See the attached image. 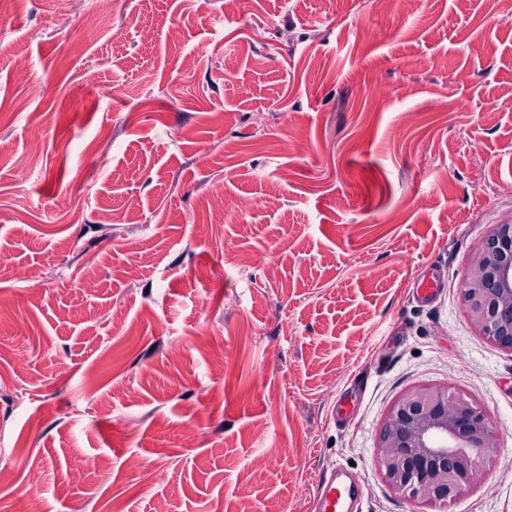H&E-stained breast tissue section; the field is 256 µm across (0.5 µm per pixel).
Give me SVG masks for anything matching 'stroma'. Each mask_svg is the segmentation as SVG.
Wrapping results in <instances>:
<instances>
[{"label":"stroma","instance_id":"35a3bbf8","mask_svg":"<svg viewBox=\"0 0 512 512\" xmlns=\"http://www.w3.org/2000/svg\"><path fill=\"white\" fill-rule=\"evenodd\" d=\"M0 140V512L31 472L42 512H311L334 468L358 512H512L462 296L512 217V0H18ZM422 384L497 438L445 505L376 463Z\"/></svg>","mask_w":512,"mask_h":512}]
</instances>
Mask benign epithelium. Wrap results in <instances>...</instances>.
Here are the masks:
<instances>
[{"label": "benign epithelium", "mask_w": 512, "mask_h": 512, "mask_svg": "<svg viewBox=\"0 0 512 512\" xmlns=\"http://www.w3.org/2000/svg\"><path fill=\"white\" fill-rule=\"evenodd\" d=\"M470 324L512 353V221L498 224L470 260L462 288ZM378 467L399 496L446 502L480 482L497 452L487 414L446 388L422 386L390 406Z\"/></svg>", "instance_id": "1"}]
</instances>
